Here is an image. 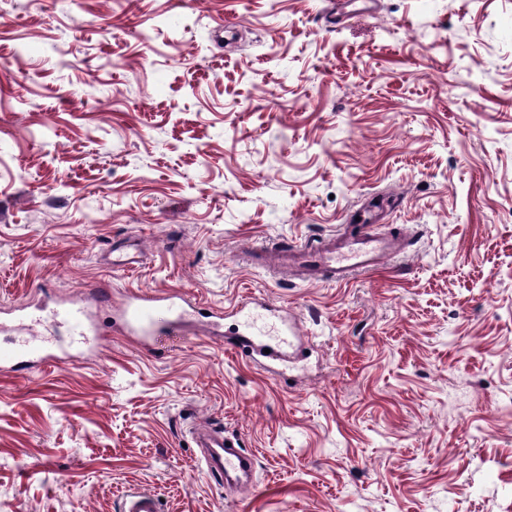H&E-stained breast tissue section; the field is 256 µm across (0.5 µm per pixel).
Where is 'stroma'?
Returning a JSON list of instances; mask_svg holds the SVG:
<instances>
[{"mask_svg": "<svg viewBox=\"0 0 512 512\" xmlns=\"http://www.w3.org/2000/svg\"><path fill=\"white\" fill-rule=\"evenodd\" d=\"M359 219L406 253L252 260ZM172 292L182 327L117 322ZM70 297L96 354L0 371V512H512V0H0V313L64 344ZM244 302L295 318L285 376L231 346ZM57 321L69 325L73 340L79 346L91 349L96 339L95 333L87 323V313L83 305L76 299L64 301L55 311ZM194 439L215 480L240 491L253 486V454L243 451L236 440L224 437L222 427H200L195 430ZM124 512H162L159 498L152 492L131 490L126 495Z\"/></svg>", "mask_w": 512, "mask_h": 512, "instance_id": "stroma-1", "label": "stroma"}]
</instances>
